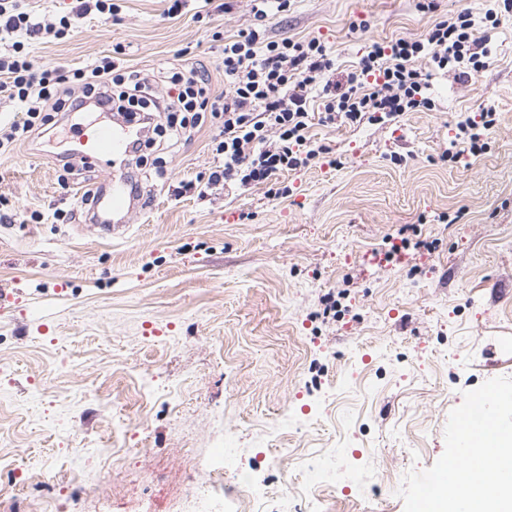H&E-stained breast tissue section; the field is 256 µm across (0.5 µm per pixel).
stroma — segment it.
I'll return each mask as SVG.
<instances>
[{
  "instance_id": "35a3bbf8",
  "label": "stroma",
  "mask_w": 512,
  "mask_h": 512,
  "mask_svg": "<svg viewBox=\"0 0 512 512\" xmlns=\"http://www.w3.org/2000/svg\"><path fill=\"white\" fill-rule=\"evenodd\" d=\"M169 6L123 0L117 19L88 16L30 55L71 69L108 57L148 75L179 59L207 68L221 94L211 35L247 28L250 0L200 22ZM496 6L294 0L273 16L269 37L320 39L340 75L372 43L464 9L491 50L469 79L433 71L431 109L313 124L327 152L278 173L285 198L262 184L180 192L213 165L210 125L126 157L143 197L115 240L82 204L111 159L69 171L59 159L90 115H57L0 154V208L41 215L0 223V459L16 471L0 477V510L23 494L24 512H194V486L222 500L229 446L288 512H404L403 478L441 457L464 392L512 377V12L485 22ZM488 103L486 150L441 161L455 123ZM402 232L414 246L391 255ZM93 438L132 455L106 459ZM160 467L171 485L161 504ZM132 484L138 499L118 506Z\"/></svg>"
}]
</instances>
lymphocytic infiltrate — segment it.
I'll list each match as a JSON object with an SVG mask.
<instances>
[{"label":"lymphocytic infiltrate","mask_w":512,"mask_h":512,"mask_svg":"<svg viewBox=\"0 0 512 512\" xmlns=\"http://www.w3.org/2000/svg\"><path fill=\"white\" fill-rule=\"evenodd\" d=\"M290 8L291 0H253L250 27L222 46L224 94L211 96L203 68L174 66L163 73L172 94L161 101L152 94L149 77L113 60L104 58L68 73L36 67L25 50L32 40L66 37L89 15L117 18L116 0H75L54 25L28 9L25 0H0V40L12 41L10 52L0 55V93H8L22 114L21 120L0 129V151L12 150L48 124L53 111L138 115L154 134L175 142L211 122L220 129L211 141L217 165L207 179L187 181L186 189L204 195L219 186L265 183L271 195L285 197L289 187L275 184L274 176L306 167L323 152L307 136L311 120L324 126L340 119L358 124L431 108L429 75L415 65L420 58L432 68L457 71L462 79L489 65L490 50L474 37L472 15L464 9L452 19L434 22L419 38L370 45L339 82L325 43L267 36L270 12ZM312 90L323 100L316 117L308 109ZM495 124L492 105L478 117L458 121L445 158L456 162L483 153L481 133Z\"/></svg>","instance_id":"obj_1"}]
</instances>
